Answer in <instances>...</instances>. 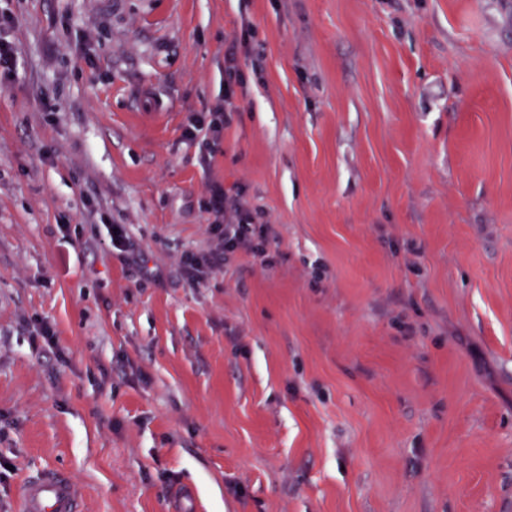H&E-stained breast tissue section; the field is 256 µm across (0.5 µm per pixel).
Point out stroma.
<instances>
[{
  "mask_svg": "<svg viewBox=\"0 0 512 512\" xmlns=\"http://www.w3.org/2000/svg\"><path fill=\"white\" fill-rule=\"evenodd\" d=\"M5 6L0 512H512V0ZM214 182L271 261L192 286ZM12 22V16L8 12L0 10V85L2 88L3 80H8L11 76L13 67V60L15 57V47L13 43L4 36L5 29H7ZM254 35L250 25L245 26L239 36H235L228 44L224 53V103L210 108L206 112L199 113L193 123L184 132V137L195 141L202 134L200 144L205 160L210 159L220 151L224 140V128L226 114L238 110L235 104L236 88L243 86V80L239 73L238 52L248 44L249 38ZM207 156V157H206ZM117 229V232H114ZM112 252L116 253L121 260L140 267L142 262L139 250L134 246L125 233L121 224L110 225V242ZM18 510L22 512H80L81 494L71 480L47 471L25 481L18 489Z\"/></svg>",
  "mask_w": 512,
  "mask_h": 512,
  "instance_id": "1",
  "label": "stroma"
}]
</instances>
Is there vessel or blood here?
<instances>
[{
    "mask_svg": "<svg viewBox=\"0 0 512 512\" xmlns=\"http://www.w3.org/2000/svg\"><path fill=\"white\" fill-rule=\"evenodd\" d=\"M81 494L71 480L47 471L18 489L19 512H80Z\"/></svg>",
    "mask_w": 512,
    "mask_h": 512,
    "instance_id": "b4317fda",
    "label": "vessel or blood"
}]
</instances>
